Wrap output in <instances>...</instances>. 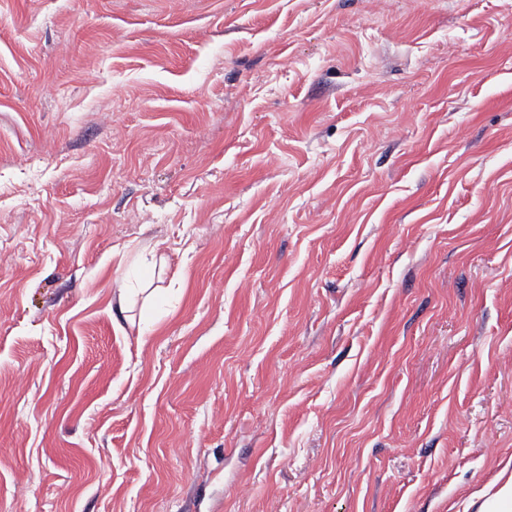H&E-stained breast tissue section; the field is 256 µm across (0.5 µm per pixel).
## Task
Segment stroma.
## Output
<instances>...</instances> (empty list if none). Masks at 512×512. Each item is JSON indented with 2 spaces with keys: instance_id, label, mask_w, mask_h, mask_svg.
I'll use <instances>...</instances> for the list:
<instances>
[{
  "instance_id": "stroma-1",
  "label": "stroma",
  "mask_w": 512,
  "mask_h": 512,
  "mask_svg": "<svg viewBox=\"0 0 512 512\" xmlns=\"http://www.w3.org/2000/svg\"><path fill=\"white\" fill-rule=\"evenodd\" d=\"M511 457L512 0H0V512H469Z\"/></svg>"
}]
</instances>
